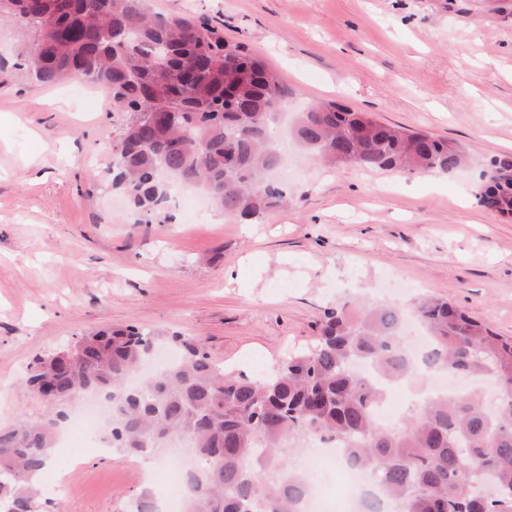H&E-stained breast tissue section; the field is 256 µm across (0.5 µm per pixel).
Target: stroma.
<instances>
[{
    "label": "stroma",
    "mask_w": 512,
    "mask_h": 512,
    "mask_svg": "<svg viewBox=\"0 0 512 512\" xmlns=\"http://www.w3.org/2000/svg\"><path fill=\"white\" fill-rule=\"evenodd\" d=\"M203 16L264 57L295 107L337 100L410 131L460 143L472 160L432 180L325 169L282 172L289 203L259 224L219 211L134 224L95 154L122 118L85 83L0 86V427L45 406L21 382L32 361L92 330L129 324L200 342L255 375L315 342L326 308L357 295L448 300L512 337V220L474 193L512 153V0H149ZM159 467L56 446L43 512H127Z\"/></svg>",
    "instance_id": "obj_1"
}]
</instances>
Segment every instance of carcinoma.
I'll use <instances>...</instances> for the list:
<instances>
[{
  "mask_svg": "<svg viewBox=\"0 0 512 512\" xmlns=\"http://www.w3.org/2000/svg\"><path fill=\"white\" fill-rule=\"evenodd\" d=\"M19 62L34 86L76 79L104 85L125 115L112 147V186L141 219L164 212L168 181L204 189L216 209L245 223L287 196L269 180L279 164L273 118L290 92L261 56L224 30L184 14L157 15L147 0H0ZM292 137L318 163L401 173H453L468 163L454 142L408 132L338 101L305 107ZM477 203L512 219V155L481 173ZM430 337L424 371L462 382L487 377L502 393L423 398L381 427L372 408L382 380L412 372L397 328L404 308L348 298L327 309L320 336L262 377L235 376L195 341L170 336L174 364L127 386L156 338L135 326L88 333L75 356L37 357L24 378L49 415L0 428V512H38L39 477L59 427L90 391L111 406V447L145 458L187 436L201 467L186 474V512H300L305 475L285 446L308 435L336 440L343 460L400 501L402 512H512V340L439 298L411 306Z\"/></svg>",
  "mask_w": 512,
  "mask_h": 512,
  "instance_id": "1",
  "label": "carcinoma"
}]
</instances>
